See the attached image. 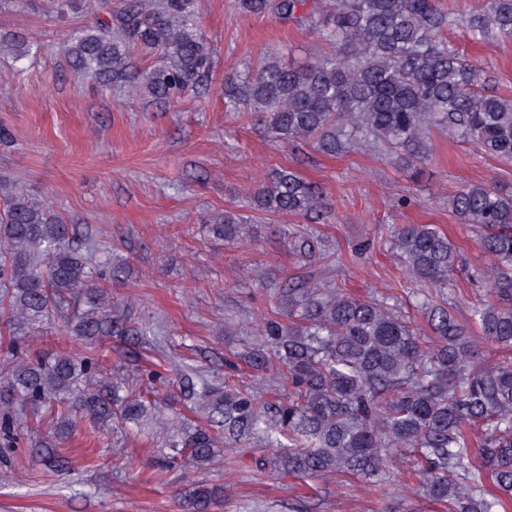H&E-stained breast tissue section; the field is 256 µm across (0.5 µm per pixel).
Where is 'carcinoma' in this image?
I'll list each match as a JSON object with an SVG mask.
<instances>
[{
    "label": "carcinoma",
    "instance_id": "cac0c4a2",
    "mask_svg": "<svg viewBox=\"0 0 512 512\" xmlns=\"http://www.w3.org/2000/svg\"><path fill=\"white\" fill-rule=\"evenodd\" d=\"M243 14H273L305 24L330 51L297 65L270 55L246 68L224 91L235 112L255 115L268 135L289 144L311 142L328 155L382 145L408 163L430 156L427 138L438 128L484 153L512 158V98L487 90L482 65L448 43L453 25L434 0H236ZM60 18L99 16L72 30L64 55L110 90L142 84L154 98L178 102L208 77L213 56L198 27L194 0H47ZM105 19H100V16ZM472 32L494 29L512 39V0H487L467 17ZM31 46L0 37L13 59ZM151 56L144 70L135 55ZM259 206L274 214L306 216L321 205L316 188L295 171L269 174ZM449 206L464 224L484 229L479 244L494 260L488 273L493 302L476 307L470 324L447 307L428 305L433 336L382 300L304 286L281 290L292 321L263 323L250 365L278 374L294 389L286 404L260 403L250 391L223 393L201 384L225 438L258 439L277 450L284 473L353 477L388 473L407 452L425 498L448 512H512V192L468 184ZM242 218L224 211V238L233 240ZM75 225L16 186L0 185V458L26 443L49 470L66 464L57 445L76 421L99 429L137 421L152 411L140 398L122 397L101 376L99 340L112 335L107 286L120 270L96 271L74 241ZM396 249L407 275L434 288L448 285L458 253L448 235L428 224L398 232ZM73 298L84 310L66 324L86 344L83 354L36 356L25 340L37 336L53 313ZM503 350L483 362L478 337ZM39 415L41 436L23 433L17 407ZM219 441L204 427L168 436L175 454L208 465ZM224 487L199 482L187 494L190 512H211Z\"/></svg>",
    "mask_w": 512,
    "mask_h": 512
}]
</instances>
